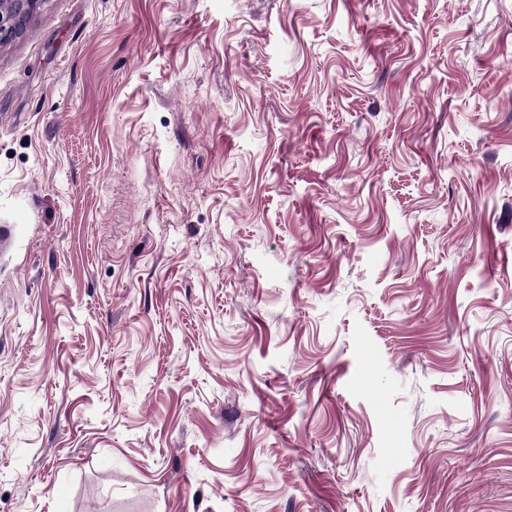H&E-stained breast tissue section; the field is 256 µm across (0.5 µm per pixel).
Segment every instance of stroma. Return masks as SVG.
<instances>
[{"label": "stroma", "mask_w": 512, "mask_h": 512, "mask_svg": "<svg viewBox=\"0 0 512 512\" xmlns=\"http://www.w3.org/2000/svg\"><path fill=\"white\" fill-rule=\"evenodd\" d=\"M0 512H512V0H43Z\"/></svg>", "instance_id": "obj_1"}]
</instances>
